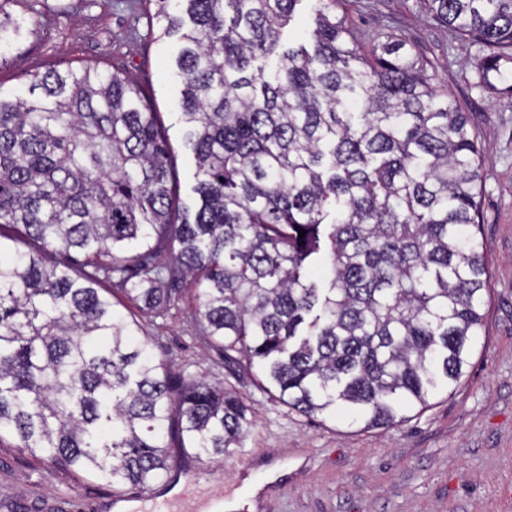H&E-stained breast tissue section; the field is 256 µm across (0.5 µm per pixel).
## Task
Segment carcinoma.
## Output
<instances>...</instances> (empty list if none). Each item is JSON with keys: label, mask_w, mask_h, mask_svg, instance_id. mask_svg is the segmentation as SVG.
<instances>
[{"label": "carcinoma", "mask_w": 512, "mask_h": 512, "mask_svg": "<svg viewBox=\"0 0 512 512\" xmlns=\"http://www.w3.org/2000/svg\"><path fill=\"white\" fill-rule=\"evenodd\" d=\"M4 2L0 49L20 33ZM298 2L142 0L180 45L192 207L129 76L0 92V446L143 493L242 447L243 395L172 372L115 291L153 318L191 294L239 381L309 417L399 426L461 385L487 294L481 143L433 62L391 29L361 45L339 0L284 46ZM422 2L512 101V0Z\"/></svg>", "instance_id": "1"}]
</instances>
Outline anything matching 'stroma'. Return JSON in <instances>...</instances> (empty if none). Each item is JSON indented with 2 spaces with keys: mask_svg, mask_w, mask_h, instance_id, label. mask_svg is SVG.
<instances>
[{
  "mask_svg": "<svg viewBox=\"0 0 512 512\" xmlns=\"http://www.w3.org/2000/svg\"><path fill=\"white\" fill-rule=\"evenodd\" d=\"M128 0H11L23 35L0 51V89L25 92L35 73L82 63L120 69L151 100L167 131L182 203L193 204L195 163L184 143L169 77L174 45L144 7ZM360 39L379 27L402 33L436 67L442 93L460 101L484 147L478 224L488 268L485 321L453 394L387 429L350 425L344 414L308 418L245 384L253 424L223 462L173 467L156 496L173 512H207L240 497V512H512V106L478 84V47H460L425 17L418 0H343ZM152 351L184 372L234 383L222 352L201 338L192 307L139 318ZM0 512H116L110 484L0 447Z\"/></svg>",
  "mask_w": 512,
  "mask_h": 512,
  "instance_id": "stroma-1",
  "label": "stroma"
}]
</instances>
